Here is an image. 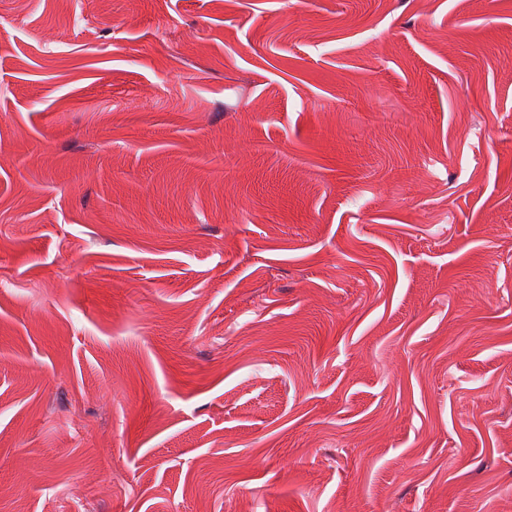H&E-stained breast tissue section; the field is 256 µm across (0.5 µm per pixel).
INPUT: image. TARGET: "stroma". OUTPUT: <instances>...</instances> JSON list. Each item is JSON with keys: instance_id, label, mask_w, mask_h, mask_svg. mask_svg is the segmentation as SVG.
<instances>
[{"instance_id": "35a3bbf8", "label": "stroma", "mask_w": 512, "mask_h": 512, "mask_svg": "<svg viewBox=\"0 0 512 512\" xmlns=\"http://www.w3.org/2000/svg\"><path fill=\"white\" fill-rule=\"evenodd\" d=\"M512 512V0H0V512Z\"/></svg>"}]
</instances>
